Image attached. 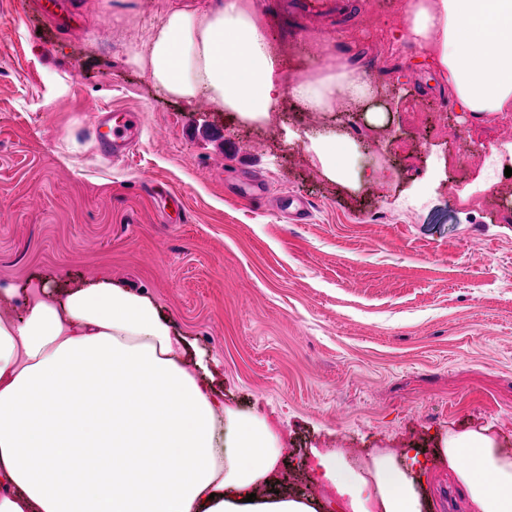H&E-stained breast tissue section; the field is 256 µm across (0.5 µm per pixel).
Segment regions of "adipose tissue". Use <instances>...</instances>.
<instances>
[{
	"label": "adipose tissue",
	"instance_id": "adipose-tissue-1",
	"mask_svg": "<svg viewBox=\"0 0 512 512\" xmlns=\"http://www.w3.org/2000/svg\"><path fill=\"white\" fill-rule=\"evenodd\" d=\"M260 0L169 7L129 60L170 96L208 97L242 123L271 122L281 99L306 112L386 119L380 87L334 47L285 73ZM401 41L420 48L458 111L512 109V0H401ZM329 180L356 187L355 145L329 125L293 132ZM0 512H422L419 449L348 461L311 449L331 498L279 491L281 438L259 415L225 408L188 368L185 346L146 297L111 279L55 293L0 289ZM469 512H512V456L481 432L444 435L435 455ZM493 481H486V474Z\"/></svg>",
	"mask_w": 512,
	"mask_h": 512
}]
</instances>
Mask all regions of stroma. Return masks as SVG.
<instances>
[{"instance_id": "stroma-1", "label": "stroma", "mask_w": 512, "mask_h": 512, "mask_svg": "<svg viewBox=\"0 0 512 512\" xmlns=\"http://www.w3.org/2000/svg\"><path fill=\"white\" fill-rule=\"evenodd\" d=\"M350 3L340 26L317 18L294 40L270 29L292 76L308 43L349 50L382 87L381 125L286 101L250 126L168 96L129 61L165 0H79L71 32L31 0H0V288L107 277L147 297L188 362L209 361L225 407L274 423L286 488L319 496L331 489L304 463L311 447L430 457L439 435L483 429L512 452V177L460 199L484 156L512 144V111L456 112L420 49L395 40L400 0ZM122 108L144 131L114 162L90 124ZM331 121L374 147L357 162L378 181H329L288 137ZM255 173L266 190L252 197ZM423 495V512H466L447 466Z\"/></svg>"}]
</instances>
